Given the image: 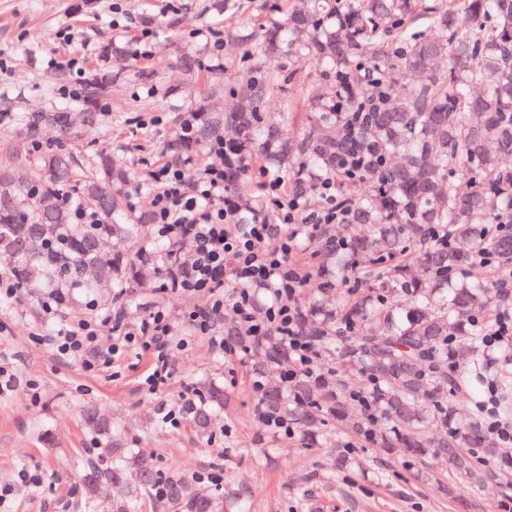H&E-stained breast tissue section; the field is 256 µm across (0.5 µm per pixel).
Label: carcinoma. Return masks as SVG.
I'll list each match as a JSON object with an SVG mask.
<instances>
[{
	"mask_svg": "<svg viewBox=\"0 0 512 512\" xmlns=\"http://www.w3.org/2000/svg\"><path fill=\"white\" fill-rule=\"evenodd\" d=\"M237 42L250 75L229 87L234 105L212 112L200 99L168 151L189 158L224 135L229 204L248 219L268 214L265 198L237 192L254 163L305 184L336 178L347 218L342 245L325 253L328 279L309 284L298 315L317 345L316 369L268 378L290 352L266 337L252 366L264 383L258 405L287 417L309 448L336 447L324 429L335 421L371 436L383 457L444 460L472 486L512 478V449L486 429L480 371L490 357L475 325L512 307V289L500 286L512 268V0H292L276 17L257 16ZM299 59L314 64L320 88L290 134L267 105ZM97 120L90 106L28 112L20 137L34 143L51 126L66 140ZM40 168L32 182L0 168V261L20 285L61 288L55 299L66 305L73 288H120L163 271L166 253L142 244L151 214L125 217L126 167L96 155L75 195L96 224L72 223L61 197L73 157L49 153ZM487 224L506 228L489 236ZM495 362L494 409L507 419L512 355ZM357 387L362 405L350 396ZM213 403L223 391L196 407L202 431ZM84 417L107 429L95 406ZM158 479L151 458L126 448L84 475L91 497L131 485L149 494ZM171 481L183 512H249L243 485L213 494Z\"/></svg>",
	"mask_w": 512,
	"mask_h": 512,
	"instance_id": "carcinoma-1",
	"label": "carcinoma"
}]
</instances>
